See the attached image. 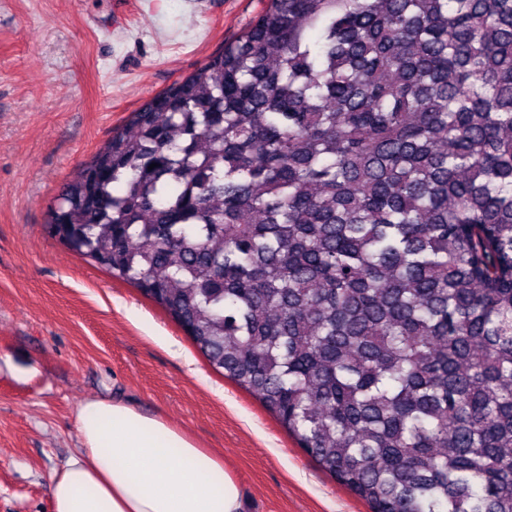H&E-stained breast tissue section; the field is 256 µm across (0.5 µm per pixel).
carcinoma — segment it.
<instances>
[{
  "instance_id": "1",
  "label": "carcinoma",
  "mask_w": 512,
  "mask_h": 512,
  "mask_svg": "<svg viewBox=\"0 0 512 512\" xmlns=\"http://www.w3.org/2000/svg\"><path fill=\"white\" fill-rule=\"evenodd\" d=\"M45 230L371 512H512V0H268Z\"/></svg>"
}]
</instances>
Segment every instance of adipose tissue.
I'll use <instances>...</instances> for the list:
<instances>
[{
    "label": "adipose tissue",
    "instance_id": "obj_1",
    "mask_svg": "<svg viewBox=\"0 0 512 512\" xmlns=\"http://www.w3.org/2000/svg\"><path fill=\"white\" fill-rule=\"evenodd\" d=\"M76 429L78 453L50 477L53 512H246L223 458L161 417L97 399Z\"/></svg>",
    "mask_w": 512,
    "mask_h": 512
}]
</instances>
